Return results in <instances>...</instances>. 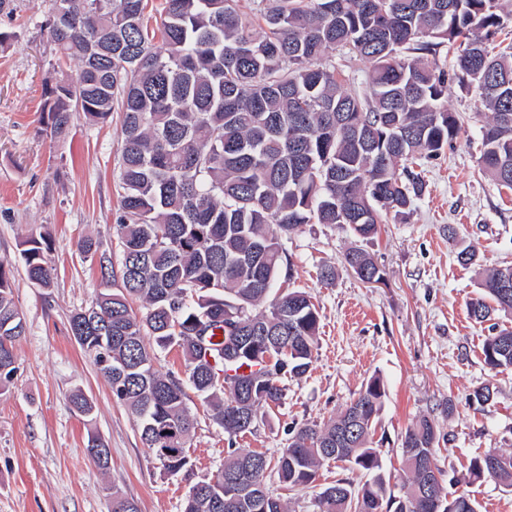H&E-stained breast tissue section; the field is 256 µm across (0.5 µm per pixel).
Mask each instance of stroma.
Instances as JSON below:
<instances>
[{
    "label": "stroma",
    "mask_w": 512,
    "mask_h": 512,
    "mask_svg": "<svg viewBox=\"0 0 512 512\" xmlns=\"http://www.w3.org/2000/svg\"><path fill=\"white\" fill-rule=\"evenodd\" d=\"M48 13V0H9L0 11V32L9 36L0 47V263L11 271L26 324L15 344L18 371L0 391V512H109L116 491L140 512H182L190 488L223 467L228 448L275 456L287 447L289 429L334 417L374 375L386 388L374 441L393 491L406 479L402 438L427 415L438 427L435 458L449 492L474 497L479 512H512V487L465 479L474 457L494 448L512 453V369H490L482 355L490 327L512 328V317L480 324L468 311L482 269L512 265V194L479 169L488 117L479 96L449 91L461 130L441 155L422 160L425 189L406 223L382 225L364 241L345 224H306L288 240L293 266L278 284L308 292L321 316L312 366L285 379L281 403L234 439L188 391L195 418L189 463L171 474L69 328L72 314L103 290L100 267L83 259L79 241L92 237L113 267L122 262L113 229L121 127L116 120L91 125L78 113L69 138L46 137L42 93L56 76ZM32 233L51 245L56 279L47 290L25 273L20 243ZM354 245L371 255L381 282L362 283L345 268L343 255ZM464 247L476 264L458 262ZM323 263L337 270L333 284L317 277ZM483 384L496 397L481 407L469 397ZM77 390L92 403L91 417L72 409ZM92 434L111 451L108 468L87 453Z\"/></svg>",
    "instance_id": "obj_1"
}]
</instances>
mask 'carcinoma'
I'll return each mask as SVG.
<instances>
[{
  "instance_id": "1",
  "label": "carcinoma",
  "mask_w": 512,
  "mask_h": 512,
  "mask_svg": "<svg viewBox=\"0 0 512 512\" xmlns=\"http://www.w3.org/2000/svg\"><path fill=\"white\" fill-rule=\"evenodd\" d=\"M50 2L56 65H75L77 77L63 72L46 84L45 133L68 138L76 112L90 122L114 112L122 120L114 224L122 268L112 275L122 287L99 294L94 312L74 313L70 330L85 350L112 352V366L101 367L112 396L138 417L142 441L170 473L188 463L194 419L185 386L237 437L283 399L284 378L309 370L319 310L302 289L270 297L283 240L305 224H347L367 240L388 213L406 217L423 190L412 164L439 156L461 129L448 84L478 89L489 112L481 169L512 192V42L497 41L512 0H258L251 16L237 0H160L153 8L149 0ZM453 48L449 74L440 56ZM336 50L371 64L364 90L347 89L330 59ZM22 246L28 279L53 287L46 238L31 234ZM78 249L102 271L111 265L89 238ZM344 263L357 275L380 272L360 248L348 249ZM479 288L471 318L512 315V267L484 270ZM230 313L234 333L224 328ZM24 333L0 264L1 359L15 358ZM256 337L282 374L261 375ZM155 346L181 349L186 379L154 367ZM482 352L490 368H512V329L487 336ZM385 395L372 378L334 418L290 430L275 460L229 450L216 481L196 483L183 512H288L265 486L268 469L294 490L315 486L332 462L367 479L324 487L321 512H429L422 489L437 426L424 415L405 432L407 481L394 495L373 447ZM490 455L472 459L468 477L512 487V454L495 463ZM434 494L437 512H478L476 500L449 495L443 481ZM110 512L139 507L114 492Z\"/></svg>"
}]
</instances>
